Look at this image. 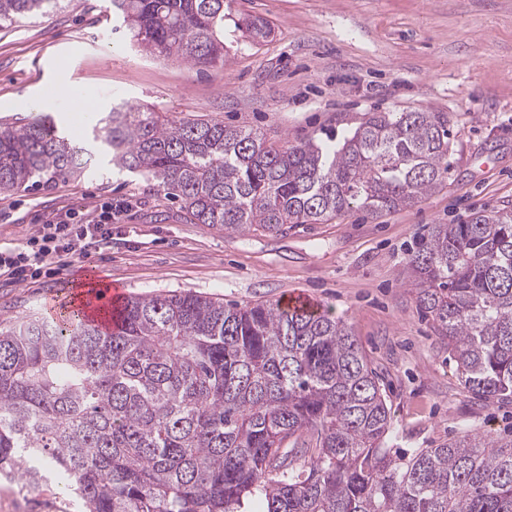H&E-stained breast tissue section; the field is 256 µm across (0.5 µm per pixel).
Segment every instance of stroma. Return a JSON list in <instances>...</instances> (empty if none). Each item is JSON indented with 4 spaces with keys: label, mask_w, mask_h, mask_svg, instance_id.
<instances>
[{
    "label": "stroma",
    "mask_w": 512,
    "mask_h": 512,
    "mask_svg": "<svg viewBox=\"0 0 512 512\" xmlns=\"http://www.w3.org/2000/svg\"><path fill=\"white\" fill-rule=\"evenodd\" d=\"M222 65L199 69L136 48L113 33L106 0L0 29V118L38 115L19 99L67 81L102 111L125 102L176 121L203 115L297 144L354 129L370 112H444L449 170L411 208L372 221L353 211L285 234L227 233L186 221L178 202L145 178L96 158L83 176L0 194V244L21 248L66 209L126 206L112 245L89 262L129 295L192 291L241 304L300 291L343 321L376 368L402 454L469 429L512 434V403L468 393L446 344L416 306L407 259L431 225L512 205V0H233ZM264 18L255 40L234 16ZM81 263L40 281L0 283V327L45 314ZM75 512L59 487L0 479V512Z\"/></svg>",
    "instance_id": "35a3bbf8"
}]
</instances>
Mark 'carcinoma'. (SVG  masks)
Returning a JSON list of instances; mask_svg holds the SVG:
<instances>
[{
	"label": "carcinoma",
	"mask_w": 512,
	"mask_h": 512,
	"mask_svg": "<svg viewBox=\"0 0 512 512\" xmlns=\"http://www.w3.org/2000/svg\"><path fill=\"white\" fill-rule=\"evenodd\" d=\"M65 0H0V28ZM143 50L224 63L228 0H111ZM239 27L271 34L261 17ZM444 112H371L336 141L275 145L126 103L87 142L195 224L279 233L413 207L448 174ZM94 152L45 116L0 124V194L80 176ZM465 386L512 398V210L434 224L407 263ZM390 408L324 311L191 292L132 296L102 330L76 311L0 329V476L54 481L82 512H512V438L467 431L393 455Z\"/></svg>",
	"instance_id": "carcinoma-1"
}]
</instances>
